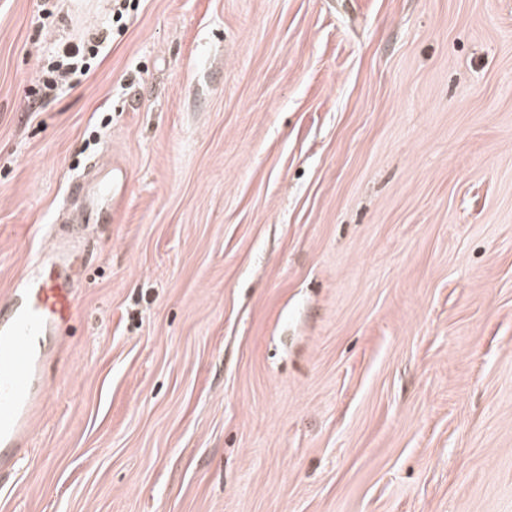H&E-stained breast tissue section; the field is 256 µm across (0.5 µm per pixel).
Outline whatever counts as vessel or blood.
Wrapping results in <instances>:
<instances>
[{"mask_svg": "<svg viewBox=\"0 0 512 512\" xmlns=\"http://www.w3.org/2000/svg\"><path fill=\"white\" fill-rule=\"evenodd\" d=\"M108 197L100 217L108 221L125 195L120 166L102 169ZM75 251L34 254L21 286L0 295V475L12 471L29 443L47 387L46 368L57 355L55 340L71 320Z\"/></svg>", "mask_w": 512, "mask_h": 512, "instance_id": "vessel-or-blood-1", "label": "vessel or blood"}]
</instances>
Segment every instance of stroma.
<instances>
[{"mask_svg": "<svg viewBox=\"0 0 512 512\" xmlns=\"http://www.w3.org/2000/svg\"><path fill=\"white\" fill-rule=\"evenodd\" d=\"M38 224L88 255L0 512H512V0H0V292ZM107 37H91L80 45H67L58 56L52 71L53 77L47 81L50 89L69 83L77 75H85L90 69V60L97 56L99 48ZM98 177L102 181L109 201L107 208L101 209L99 215L102 220H112V210H116L123 202L127 176L120 166L113 165L100 170Z\"/></svg>", "mask_w": 512, "mask_h": 512, "instance_id": "1", "label": "stroma"}]
</instances>
